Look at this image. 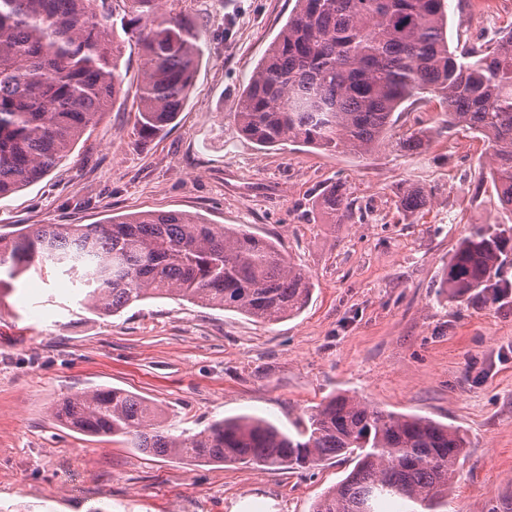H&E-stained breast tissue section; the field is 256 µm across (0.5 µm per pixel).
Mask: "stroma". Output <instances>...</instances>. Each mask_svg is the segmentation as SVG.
Masks as SVG:
<instances>
[{
    "mask_svg": "<svg viewBox=\"0 0 512 512\" xmlns=\"http://www.w3.org/2000/svg\"><path fill=\"white\" fill-rule=\"evenodd\" d=\"M204 56L166 134L135 125L140 48L126 41L121 96L43 179L0 199V234L29 224H98L144 211H184L275 241L312 277L305 309L274 324L185 300L151 298L116 315L84 309L55 269L0 293V512H311L344 478L337 458L302 470L189 464L125 438L62 426L53 406L80 390L119 388L161 412L170 434L253 414L281 429L345 394L460 427L468 446L446 512H512V303L451 299L443 269L475 224L503 232L480 137L444 125L438 102L408 106L370 156L300 144L263 148L233 114L295 0H171ZM512 25V0H450V48ZM424 130L423 153L398 151ZM341 185L361 214L334 223L319 207ZM429 194L404 212L406 187Z\"/></svg>",
    "mask_w": 512,
    "mask_h": 512,
    "instance_id": "stroma-1",
    "label": "stroma"
}]
</instances>
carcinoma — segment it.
Listing matches in <instances>:
<instances>
[{
	"instance_id": "carcinoma-1",
	"label": "carcinoma",
	"mask_w": 512,
	"mask_h": 512,
	"mask_svg": "<svg viewBox=\"0 0 512 512\" xmlns=\"http://www.w3.org/2000/svg\"><path fill=\"white\" fill-rule=\"evenodd\" d=\"M168 0H0V199L39 181L68 156L122 93L118 32L142 53L137 129L148 143L188 101L203 55L201 33ZM449 0H296L255 67L234 119L260 147L288 142L365 157L386 138L398 108L435 98L448 124L487 145L500 201L512 207V29L460 54L448 45ZM121 16V30L114 17ZM420 154L412 131L397 142ZM428 194L408 187L400 208L415 213ZM324 209L345 223L355 201L333 188ZM507 254L492 225H473L439 287L451 298L512 286L497 279ZM84 286L81 304L116 314L154 297L231 310L273 323L299 314L312 283L269 239L178 211L139 212L100 224H36L0 235V290L47 266ZM55 419L92 437H127L131 447L190 463L297 469L342 457L354 466L312 512H442L466 436L429 417L387 412L348 395L319 403L285 432L242 414L174 436L157 409L117 388L80 391Z\"/></svg>"
}]
</instances>
